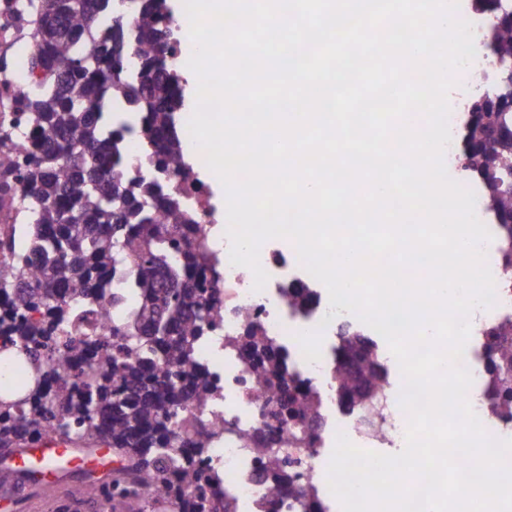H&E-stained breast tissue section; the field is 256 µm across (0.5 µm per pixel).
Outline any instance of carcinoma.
<instances>
[{
	"label": "carcinoma",
	"instance_id": "carcinoma-1",
	"mask_svg": "<svg viewBox=\"0 0 512 512\" xmlns=\"http://www.w3.org/2000/svg\"><path fill=\"white\" fill-rule=\"evenodd\" d=\"M475 5L494 14L490 49L512 56V22L498 12V0ZM110 14L112 0H41L37 16L17 15L18 26L33 33L29 65L44 77L24 92L37 133L24 160L29 206L21 223L29 247L16 250L14 225L0 227V354L13 355L24 373L19 386L0 387V449L49 434L106 441L128 457L135 484L117 474L109 490L94 481L72 495L119 498L125 512H145L139 487L162 482L178 512H231L228 503L217 509L209 492L212 474L201 464L206 443L179 445L173 437L177 410L211 393L192 359L218 310L213 286L200 273L196 218L179 195L121 170L119 145L129 129L112 123L115 76L134 43L143 67L137 85L124 92L123 111L142 124L154 166L189 175L174 122L183 87L178 75L157 68L154 53L174 33L160 27L164 0H138L133 22L115 17L104 31L100 19ZM497 128L512 132V111L474 101L463 162L490 184V207L511 237L512 179L497 168L512 151ZM171 250L180 254L178 270L168 263ZM119 263L135 273L140 304L128 317L112 318L107 335L91 339L86 326L97 308L121 303L110 290ZM242 342L262 356L253 365L257 382L282 383L260 329L248 326ZM350 351L342 349L337 375L352 403L387 378L373 345L362 349L364 371L351 370Z\"/></svg>",
	"mask_w": 512,
	"mask_h": 512
}]
</instances>
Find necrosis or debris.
<instances>
[{
	"label": "necrosis or debris",
	"instance_id": "necrosis-or-debris-1",
	"mask_svg": "<svg viewBox=\"0 0 512 512\" xmlns=\"http://www.w3.org/2000/svg\"><path fill=\"white\" fill-rule=\"evenodd\" d=\"M22 2L0 0V49L12 60L11 68L0 76V121L11 127L20 148L27 147L33 137L26 111L18 102L20 92L42 79L40 72L28 66L31 36L15 27L14 9ZM461 17L472 26L476 56L460 71L450 102L452 140L444 163L455 180L460 177L458 136L463 110L470 100L491 93L490 77L496 69V58L485 46L491 14L465 5ZM121 149L130 171L163 190L180 192L197 212L195 229L209 243L206 261L218 272L214 290L219 317L194 351L195 362L207 373L211 395L197 410V422L183 420L178 428L182 439H206L205 460L217 475L215 497H230L233 512H312L316 507L334 512L337 500L329 490L327 469L337 432L370 451L405 445L407 416L399 405L403 379L398 363L389 364L391 379L376 406L337 407L339 348L348 339L353 314L340 306L330 307L326 287L302 267L297 255L285 256L265 246L260 249V264L269 279L263 290H255L252 272L231 264L230 240L217 234L204 188L155 168L141 134L129 136ZM470 188L476 196V215L492 235L483 251L495 281L496 304L475 309L470 316L471 334L462 358L472 376L468 401L490 436L512 438V402L496 397L497 382L491 371L503 351L512 350V268L503 259V228L491 217L489 186L480 181ZM249 324L281 349L287 359L285 381L315 401L314 415L271 427L280 392L256 384L252 365L237 343ZM269 435L280 441L295 462L284 489L274 486L267 476L268 458L255 451L256 440Z\"/></svg>",
	"mask_w": 512,
	"mask_h": 512
}]
</instances>
